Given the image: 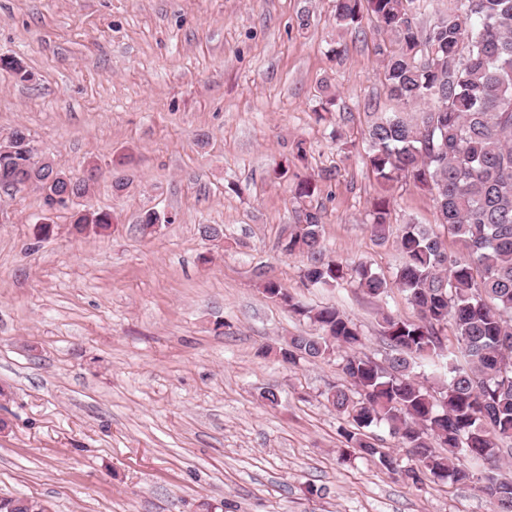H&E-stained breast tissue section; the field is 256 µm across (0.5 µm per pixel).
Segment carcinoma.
<instances>
[{
	"label": "carcinoma",
	"instance_id": "obj_1",
	"mask_svg": "<svg viewBox=\"0 0 512 512\" xmlns=\"http://www.w3.org/2000/svg\"><path fill=\"white\" fill-rule=\"evenodd\" d=\"M432 0H334L333 17L344 31L362 33L365 24L384 33L378 44L382 83L398 103L393 112H370L365 130L366 165L380 183L403 179L434 198L440 224L457 238L450 255L441 238L424 224H403L398 247L403 263L396 273L418 319L383 316L390 356L382 366L359 353L356 324L334 306L307 307L275 280L262 285L271 300L307 317L316 336H290L280 348L286 363L339 361L356 394L334 386L327 401L351 426L340 430L346 447L401 474L413 486L431 475L454 484H479L491 512H512V480L494 469L512 439V0H450L427 28L418 16ZM12 167L37 166L34 149L20 148ZM295 224L280 242L281 252L307 259L305 281L313 286L357 283L379 297L386 279L370 266H349L328 258L321 209L312 205L318 177L293 173ZM45 204L68 193L79 199L88 187L80 177L45 185ZM371 224L383 238L390 228V199L371 204ZM72 226L81 235L105 236L106 212H78ZM468 358L456 364L444 331ZM422 360H434L446 380L434 387L413 374ZM388 426L410 454V464L377 446L371 432ZM447 450L433 451V442ZM0 512H49L35 498L0 497Z\"/></svg>",
	"mask_w": 512,
	"mask_h": 512
}]
</instances>
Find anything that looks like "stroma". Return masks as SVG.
<instances>
[{"label":"stroma","instance_id":"35a3bbf8","mask_svg":"<svg viewBox=\"0 0 512 512\" xmlns=\"http://www.w3.org/2000/svg\"><path fill=\"white\" fill-rule=\"evenodd\" d=\"M383 39L337 32L333 0H0V57L25 69H0V136L25 128L75 177L96 164L80 204L112 216L111 234L80 238L73 207L0 187V496L50 512H490L474 485L415 487L342 455L349 420L326 400L346 384L339 363H284V339L317 328L262 291L274 279L336 306L379 363L383 315L417 318L395 283V229L439 219L429 192L386 187L366 165L364 104L392 107ZM324 79L337 94L327 123L315 116ZM335 125L345 146L329 138ZM298 140L305 174L338 170L313 199L326 256L383 273V296L308 286L306 258L279 250L293 199L269 174ZM381 197L383 239L368 215ZM149 210L172 221L145 236ZM268 388L277 405L261 399ZM370 216L373 232L376 236L384 238L391 224L390 199L381 198L374 201L371 204Z\"/></svg>","mask_w":512,"mask_h":512}]
</instances>
